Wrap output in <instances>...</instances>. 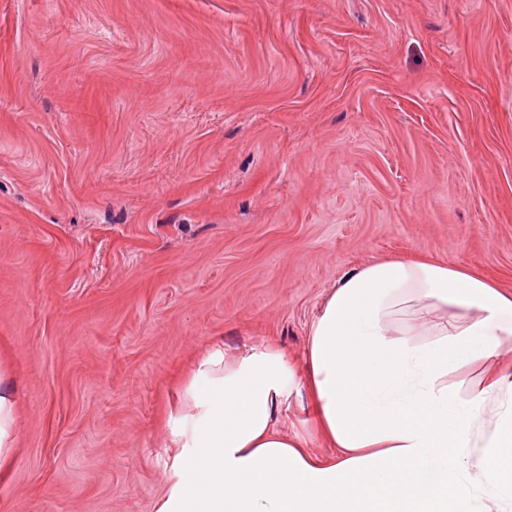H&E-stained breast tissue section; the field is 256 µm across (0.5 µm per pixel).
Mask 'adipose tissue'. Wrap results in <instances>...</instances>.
<instances>
[{
	"mask_svg": "<svg viewBox=\"0 0 512 512\" xmlns=\"http://www.w3.org/2000/svg\"><path fill=\"white\" fill-rule=\"evenodd\" d=\"M512 292L422 258L345 274L308 332L319 462L276 427L294 373L269 345L209 351L184 388L158 512H512ZM17 440L0 371V463Z\"/></svg>",
	"mask_w": 512,
	"mask_h": 512,
	"instance_id": "1",
	"label": "adipose tissue"
}]
</instances>
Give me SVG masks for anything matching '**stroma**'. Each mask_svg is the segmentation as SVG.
<instances>
[{
  "mask_svg": "<svg viewBox=\"0 0 512 512\" xmlns=\"http://www.w3.org/2000/svg\"><path fill=\"white\" fill-rule=\"evenodd\" d=\"M512 292V0H0V512H157L185 379L350 270ZM17 440V402L10 375L0 371V464L10 459Z\"/></svg>",
  "mask_w": 512,
  "mask_h": 512,
  "instance_id": "35a3bbf8",
  "label": "stroma"
}]
</instances>
